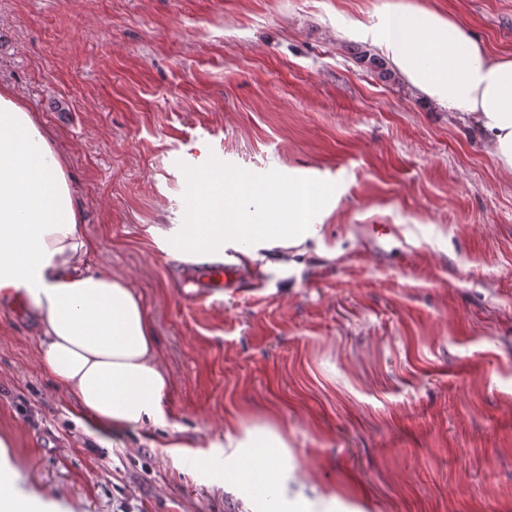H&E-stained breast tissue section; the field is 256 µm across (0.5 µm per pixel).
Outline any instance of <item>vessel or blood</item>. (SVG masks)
I'll list each match as a JSON object with an SVG mask.
<instances>
[{"label":"vessel or blood","mask_w":512,"mask_h":512,"mask_svg":"<svg viewBox=\"0 0 512 512\" xmlns=\"http://www.w3.org/2000/svg\"><path fill=\"white\" fill-rule=\"evenodd\" d=\"M191 268L199 283L197 290L188 295L192 302H202L225 292H239L249 285L242 265L228 256L223 258L209 251H198L191 256Z\"/></svg>","instance_id":"1"}]
</instances>
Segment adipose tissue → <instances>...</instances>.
Here are the masks:
<instances>
[{"mask_svg": "<svg viewBox=\"0 0 512 512\" xmlns=\"http://www.w3.org/2000/svg\"><path fill=\"white\" fill-rule=\"evenodd\" d=\"M370 42L427 100L474 117L487 150L512 172V56L490 53L459 16L392 0ZM64 158L45 128L0 90V290L22 291L39 327L42 371L97 429L122 435L167 423L171 379L139 296L123 279L93 268L92 244L74 205ZM187 189L198 221L170 246L176 258L221 251L246 237L250 249L294 248L317 238L308 216L333 191L323 181L289 183L270 212L246 222L237 199L244 179L193 174ZM225 478L255 505L275 492L286 512H318L288 466V441L272 425L232 421L224 430ZM11 441L0 437V512H30L16 494Z\"/></svg>", "mask_w": 512, "mask_h": 512, "instance_id": "obj_1", "label": "adipose tissue"}]
</instances>
